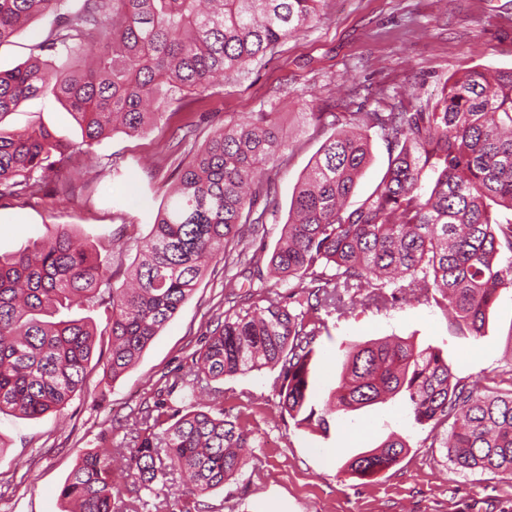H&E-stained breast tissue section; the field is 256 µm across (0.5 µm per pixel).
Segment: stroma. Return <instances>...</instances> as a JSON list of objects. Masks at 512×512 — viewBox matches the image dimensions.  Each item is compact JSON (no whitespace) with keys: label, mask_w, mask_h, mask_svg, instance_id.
<instances>
[{"label":"stroma","mask_w":512,"mask_h":512,"mask_svg":"<svg viewBox=\"0 0 512 512\" xmlns=\"http://www.w3.org/2000/svg\"><path fill=\"white\" fill-rule=\"evenodd\" d=\"M49 18L35 20L0 45V70L40 56ZM483 65L512 67V0H331L325 16L251 67L245 77L207 95L181 93L144 135L117 132L93 148L96 173L67 167L45 196L0 201V254L66 227L101 245L117 280H124L138 246L176 178L211 132L259 112L276 113L288 146L278 160L261 164L270 196H258L255 213L269 232L271 255L288 218L293 191L330 128L314 112H367L398 101L436 99L449 77ZM197 127L195 139L174 148L179 126ZM23 129L43 124L80 141L71 115L53 98L25 101L5 120ZM223 264L210 267L191 297L155 336L135 365L108 379L92 363L84 390L60 413L27 419L0 416V512H61L60 490L79 454L102 444L120 446L126 418L169 392L182 409L178 382L197 355L204 335L232 307ZM319 337L314 397L324 402L338 382L342 354L351 342L399 336L419 347L442 350L458 378L512 388V290L490 309L484 333H462L441 309L410 299L385 314L356 310L329 319ZM277 370L228 376L216 386L255 413L253 460L242 476L199 500L191 512H512V483L490 472H462L442 448L423 447L402 399L343 415L330 437L285 425L275 415ZM408 441L409 452L389 470L360 480L345 472L347 458L378 446L390 433Z\"/></svg>","instance_id":"stroma-1"}]
</instances>
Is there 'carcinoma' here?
Listing matches in <instances>:
<instances>
[{"instance_id": "carcinoma-1", "label": "carcinoma", "mask_w": 512, "mask_h": 512, "mask_svg": "<svg viewBox=\"0 0 512 512\" xmlns=\"http://www.w3.org/2000/svg\"><path fill=\"white\" fill-rule=\"evenodd\" d=\"M328 0H0V44L39 16L53 21L43 60L0 71V120L23 101L52 97L72 115L78 143L44 127H0V200L27 199L59 177L75 154L104 136L145 133L176 93L205 94L249 70L323 15ZM333 117L297 184L268 274L247 238L262 180L259 165L287 146L271 113L214 130L183 167L117 283L99 247L62 228L0 254V415L57 413L86 385L98 327L70 312L101 310L111 345L106 374L119 378L188 300L209 266L257 269L261 286L224 312L186 373L184 414L157 399L141 410L119 448L84 452L60 491L61 512H120L116 503L168 476L200 497L242 473L255 434L224 411L211 382L277 368L275 409L284 422L324 436L340 416L402 397L431 448L460 471L512 482V389L458 378L440 349L402 338L350 343L324 405L313 391L317 337L326 317L356 308L389 311L412 296L451 313L479 336L486 314L512 289V68L476 65L448 78L437 100L387 112ZM387 167L373 191L346 207L371 161V134ZM276 283L268 284V277ZM291 288V305L275 291ZM397 434L345 462L371 478L397 464ZM121 461L126 482L112 479Z\"/></svg>"}]
</instances>
